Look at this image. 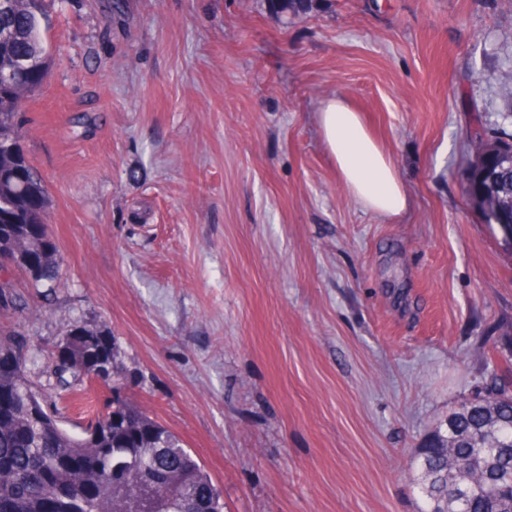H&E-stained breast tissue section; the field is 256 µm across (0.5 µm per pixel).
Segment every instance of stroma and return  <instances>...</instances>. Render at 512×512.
<instances>
[{
  "instance_id": "35a3bbf8",
  "label": "stroma",
  "mask_w": 512,
  "mask_h": 512,
  "mask_svg": "<svg viewBox=\"0 0 512 512\" xmlns=\"http://www.w3.org/2000/svg\"><path fill=\"white\" fill-rule=\"evenodd\" d=\"M49 0L44 84L17 116L62 261L7 275L0 330L44 364L106 325L125 396L179 436L224 512H417V448L512 353V250L465 192L512 133L505 0ZM346 98L409 209L347 193L318 129Z\"/></svg>"
}]
</instances>
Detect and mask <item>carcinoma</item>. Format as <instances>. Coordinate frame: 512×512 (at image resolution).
Instances as JSON below:
<instances>
[{
  "label": "carcinoma",
  "mask_w": 512,
  "mask_h": 512,
  "mask_svg": "<svg viewBox=\"0 0 512 512\" xmlns=\"http://www.w3.org/2000/svg\"><path fill=\"white\" fill-rule=\"evenodd\" d=\"M311 0H268L278 14L307 8ZM0 13V64L27 58L47 66L42 39L43 0H14ZM25 94L0 80V131L18 132L17 102ZM487 192L512 197V165L497 164ZM0 246L20 255L15 266L44 288L60 275V260L48 224L42 180L23 148L0 141ZM19 338L0 333V361L19 358L15 371L0 374V512H117L128 478L152 474L162 479L152 507L157 512H224V501L194 453L147 411L123 398L117 387L118 420L96 414L75 435L60 426L48 401L36 392L20 357ZM56 386L87 392L93 377L85 369L46 365ZM413 480L423 500L419 512H512V384L498 367L482 387L448 411L415 457Z\"/></svg>",
  "instance_id": "obj_1"
}]
</instances>
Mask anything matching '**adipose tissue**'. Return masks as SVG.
I'll list each match as a JSON object with an SVG mask.
<instances>
[{"label": "adipose tissue", "mask_w": 512, "mask_h": 512, "mask_svg": "<svg viewBox=\"0 0 512 512\" xmlns=\"http://www.w3.org/2000/svg\"><path fill=\"white\" fill-rule=\"evenodd\" d=\"M318 126L345 187L359 205L391 220L409 208L410 200L393 162L345 98L335 96L324 102Z\"/></svg>", "instance_id": "ef3b65f1"}]
</instances>
